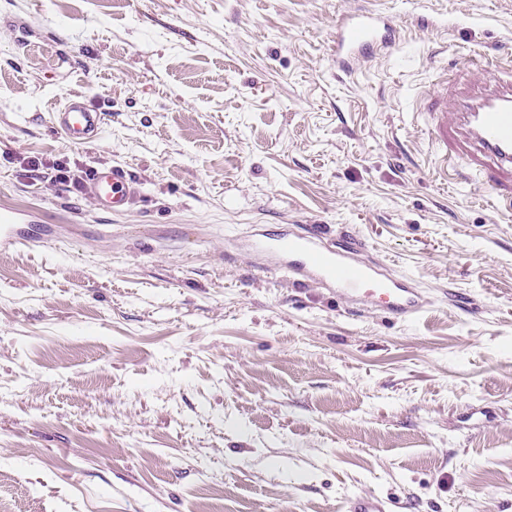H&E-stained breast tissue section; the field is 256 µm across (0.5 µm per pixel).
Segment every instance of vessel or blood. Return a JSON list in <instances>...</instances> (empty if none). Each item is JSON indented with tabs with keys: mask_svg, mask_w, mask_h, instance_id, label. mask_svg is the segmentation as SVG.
<instances>
[{
	"mask_svg": "<svg viewBox=\"0 0 512 512\" xmlns=\"http://www.w3.org/2000/svg\"><path fill=\"white\" fill-rule=\"evenodd\" d=\"M396 38V28L382 23L377 11L346 14L336 40L341 72H350L360 60L383 54ZM423 104L440 157L463 159L494 197L512 206V78L473 79L453 94L443 80ZM52 124L67 140L86 143L101 134L105 115L81 95L72 94L53 112ZM86 194L98 210L118 212L132 202L138 188L122 168L98 167L86 184ZM40 221L33 212L0 213V248L39 242L32 227ZM325 240L322 227L315 224L298 233L259 235L252 249L285 261L295 281L311 282L339 297L381 306L396 317L409 318L420 312L422 299L413 282L383 274L361 260V246L355 239H347L336 249L325 247ZM395 506L392 499L364 494L347 501L345 512H395Z\"/></svg>",
	"mask_w": 512,
	"mask_h": 512,
	"instance_id": "1",
	"label": "vessel or blood"
}]
</instances>
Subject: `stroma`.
Segmentation results:
<instances>
[{
	"mask_svg": "<svg viewBox=\"0 0 512 512\" xmlns=\"http://www.w3.org/2000/svg\"><path fill=\"white\" fill-rule=\"evenodd\" d=\"M402 33L336 68V25ZM512 59V0H0V512H512V208L444 180L414 101ZM72 93L98 138L51 128ZM122 167L117 213L30 158ZM412 277L397 319L299 287L258 231ZM30 224H42L41 217L34 212H1L0 248L5 250L39 242L42 234L31 231ZM396 502L372 494L355 496L346 502L345 512H396Z\"/></svg>",
	"mask_w": 512,
	"mask_h": 512,
	"instance_id": "obj_1",
	"label": "stroma"
}]
</instances>
